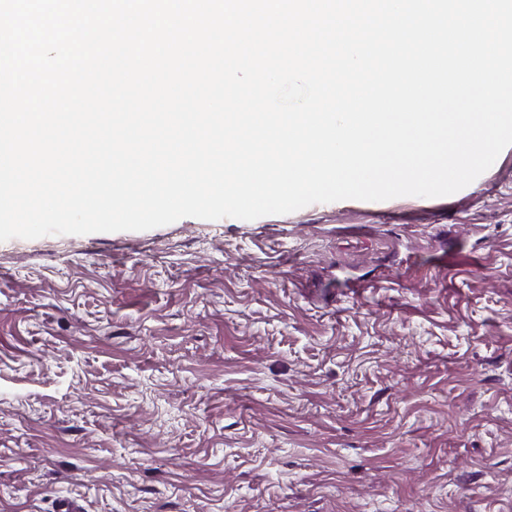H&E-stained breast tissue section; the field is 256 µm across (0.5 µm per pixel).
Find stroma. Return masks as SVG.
<instances>
[{
	"instance_id": "obj_1",
	"label": "stroma",
	"mask_w": 512,
	"mask_h": 512,
	"mask_svg": "<svg viewBox=\"0 0 512 512\" xmlns=\"http://www.w3.org/2000/svg\"><path fill=\"white\" fill-rule=\"evenodd\" d=\"M512 512V146L457 193L0 242V512Z\"/></svg>"
}]
</instances>
